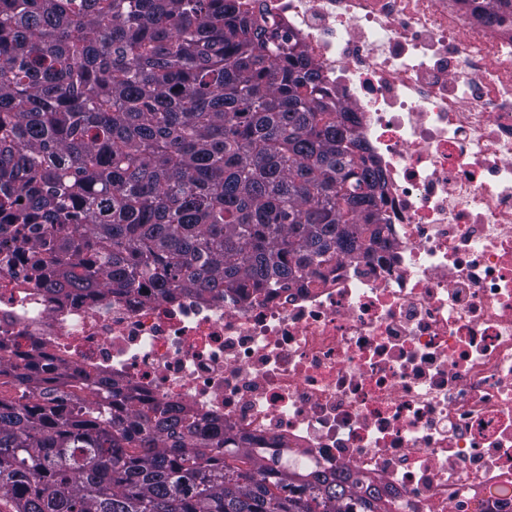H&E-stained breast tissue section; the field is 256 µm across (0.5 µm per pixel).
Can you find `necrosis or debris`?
Listing matches in <instances>:
<instances>
[{"instance_id":"obj_1","label":"necrosis or debris","mask_w":512,"mask_h":512,"mask_svg":"<svg viewBox=\"0 0 512 512\" xmlns=\"http://www.w3.org/2000/svg\"><path fill=\"white\" fill-rule=\"evenodd\" d=\"M384 178L381 241L291 286L54 295L0 267V363L177 404L274 469L351 468L390 512L512 504V0H247Z\"/></svg>"}]
</instances>
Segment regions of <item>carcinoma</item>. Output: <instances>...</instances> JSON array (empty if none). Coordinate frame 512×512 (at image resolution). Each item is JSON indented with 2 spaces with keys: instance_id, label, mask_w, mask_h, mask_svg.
I'll return each instance as SVG.
<instances>
[{
  "instance_id": "1",
  "label": "carcinoma",
  "mask_w": 512,
  "mask_h": 512,
  "mask_svg": "<svg viewBox=\"0 0 512 512\" xmlns=\"http://www.w3.org/2000/svg\"><path fill=\"white\" fill-rule=\"evenodd\" d=\"M237 0H0V256L51 292L222 294L381 235L382 176L296 43ZM0 395V512H383L353 471L219 457L175 405Z\"/></svg>"
}]
</instances>
